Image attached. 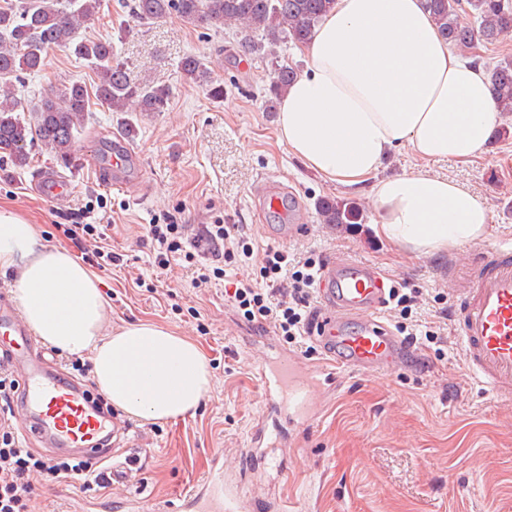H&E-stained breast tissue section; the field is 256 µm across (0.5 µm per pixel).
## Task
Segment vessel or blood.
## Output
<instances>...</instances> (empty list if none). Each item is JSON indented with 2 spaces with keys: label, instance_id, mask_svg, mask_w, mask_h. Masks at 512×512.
<instances>
[{
  "label": "vessel or blood",
  "instance_id": "1",
  "mask_svg": "<svg viewBox=\"0 0 512 512\" xmlns=\"http://www.w3.org/2000/svg\"><path fill=\"white\" fill-rule=\"evenodd\" d=\"M133 152L125 139L112 148L108 170L114 183ZM41 193L53 202L70 194L68 181L46 175ZM286 188L264 182L254 195L257 211L280 209ZM310 227L305 205L294 203L285 240ZM390 286L378 267L345 253L329 257L321 269L311 341L320 359L307 361L274 340L255 367L266 412L251 429L239 472L265 480L282 472L288 452L285 424L310 426L322 414L336 389L329 383L337 368L394 373L406 368L415 350L382 319ZM454 325L472 378L490 397L512 400V239L485 250L468 279L454 293ZM0 353L6 354L19 382L21 397L15 416L25 438L61 451L91 455L104 440L120 444L128 433L117 417L96 409L84 386L65 378L45 348L28 329L21 310L0 294ZM141 499L111 500L73 497L68 512H143ZM177 512H286L282 498L244 494L224 465L213 457L206 475L179 499Z\"/></svg>",
  "mask_w": 512,
  "mask_h": 512
}]
</instances>
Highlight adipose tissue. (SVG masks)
<instances>
[{
	"label": "adipose tissue",
	"mask_w": 512,
	"mask_h": 512,
	"mask_svg": "<svg viewBox=\"0 0 512 512\" xmlns=\"http://www.w3.org/2000/svg\"><path fill=\"white\" fill-rule=\"evenodd\" d=\"M306 66L284 93L278 139L325 180L369 185L375 234L409 255L484 239L479 194L424 171L378 178L388 153L466 163L499 120L483 65L450 51L422 0H335L304 46ZM30 329L68 354L90 353L113 408L145 422L195 413L211 384L202 347L140 321L105 335L96 274L69 249L38 243L34 224L0 206V273Z\"/></svg>",
	"instance_id": "obj_1"
}]
</instances>
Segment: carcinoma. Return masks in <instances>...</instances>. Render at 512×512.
<instances>
[{
  "label": "carcinoma",
  "mask_w": 512,
  "mask_h": 512,
  "mask_svg": "<svg viewBox=\"0 0 512 512\" xmlns=\"http://www.w3.org/2000/svg\"><path fill=\"white\" fill-rule=\"evenodd\" d=\"M335 0H129L131 17L151 23L171 15L194 27L232 31L236 53L271 62L264 96L267 111H276L283 92L299 69L281 59L279 49L305 45ZM100 0H11L0 6V158L16 168L29 163L28 147L38 141L56 158L67 161L75 151L76 135L88 120L90 96L80 83L65 85L40 100L29 117L16 96L15 82L40 72L52 48H62L84 60L95 73L94 95L111 112L128 104L141 112H162L171 87L164 82L142 85L114 53L112 39H88L85 26L99 12ZM448 46L476 55L478 43H492L512 32V0H425ZM187 83L205 88L214 99L224 98V84L213 79L205 60L188 55L178 64ZM492 92L502 114L512 113V59L488 69ZM322 224H362L357 203L336 196L316 200Z\"/></svg>",
  "instance_id": "cac0c4a2"
}]
</instances>
